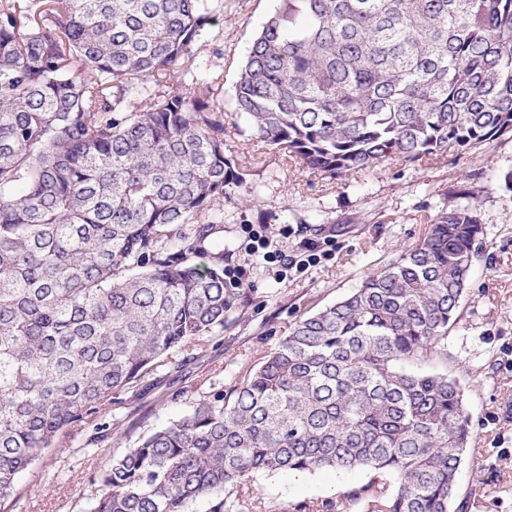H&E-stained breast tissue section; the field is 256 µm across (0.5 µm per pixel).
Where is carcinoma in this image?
Here are the masks:
<instances>
[{"label":"carcinoma","instance_id":"carcinoma-1","mask_svg":"<svg viewBox=\"0 0 512 512\" xmlns=\"http://www.w3.org/2000/svg\"><path fill=\"white\" fill-rule=\"evenodd\" d=\"M212 23L211 0H0V506L62 432L224 331L238 292L194 263L240 181ZM233 106L331 177L488 144L512 132V0H274ZM482 234L477 205L442 213L233 399L112 457L91 512H244L258 475L354 469L367 512H448L463 391L409 365L441 352Z\"/></svg>","mask_w":512,"mask_h":512}]
</instances>
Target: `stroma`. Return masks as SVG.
I'll return each instance as SVG.
<instances>
[{"label":"stroma","instance_id":"35a3bbf8","mask_svg":"<svg viewBox=\"0 0 512 512\" xmlns=\"http://www.w3.org/2000/svg\"><path fill=\"white\" fill-rule=\"evenodd\" d=\"M212 5L215 22L205 37L224 50V154L243 179L226 190L218 235L225 267L246 270L236 306L224 331L211 336L206 356L157 369L122 393L98 423L63 432L20 476L9 512H91L95 480L113 456L206 396L231 392L298 320L398 260L431 221L467 206L470 189L479 194V253L448 329L446 355L420 369L455 377L464 391L472 443L457 474L458 499L468 501L467 512H512V186L504 181L512 172V134L463 152L336 177L302 167L255 138L231 105L238 68L273 0ZM258 224L269 225L278 249L301 268L280 279L275 266L251 255L247 229ZM312 243L317 260L310 264ZM371 482L365 472L323 470L260 475L253 491L257 512H300L303 504L326 499L342 503L343 512H361L346 506V496Z\"/></svg>","mask_w":512,"mask_h":512}]
</instances>
